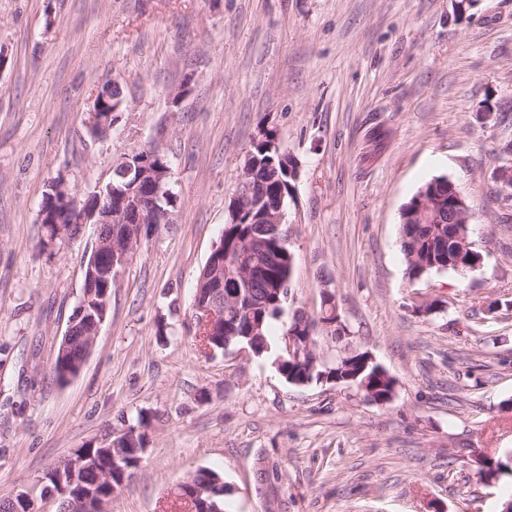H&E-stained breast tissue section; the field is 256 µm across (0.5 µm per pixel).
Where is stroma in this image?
<instances>
[{"instance_id": "stroma-1", "label": "stroma", "mask_w": 512, "mask_h": 512, "mask_svg": "<svg viewBox=\"0 0 512 512\" xmlns=\"http://www.w3.org/2000/svg\"><path fill=\"white\" fill-rule=\"evenodd\" d=\"M112 79L126 109L98 139L87 113ZM264 128L299 168L295 305L335 292L350 346L397 381L389 403L198 351L196 281ZM511 141L512 0H0V497L144 413L145 459L108 512H161L202 467L228 512H500L512 475L488 485L469 462L512 448V315L489 311L512 300L494 180ZM135 149L168 159L177 221L142 238L61 382L95 228L48 245L38 211L54 181L87 195ZM438 176L470 201L483 260L412 282L400 213ZM101 321H97L95 317L90 320V328L82 333V335L77 334L78 328L80 325H77V319H73L69 324L62 340L60 342V357L63 359L67 354L70 353L72 347L76 343H81L83 348V357L84 360L90 354L92 347L94 345L96 336L99 333V329L101 324L103 323L105 316L101 313H98Z\"/></svg>"}]
</instances>
